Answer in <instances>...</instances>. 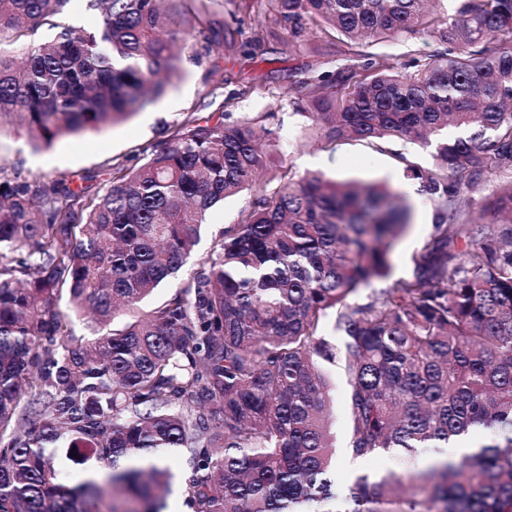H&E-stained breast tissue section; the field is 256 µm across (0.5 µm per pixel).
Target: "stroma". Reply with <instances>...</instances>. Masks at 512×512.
<instances>
[{
    "label": "stroma",
    "mask_w": 512,
    "mask_h": 512,
    "mask_svg": "<svg viewBox=\"0 0 512 512\" xmlns=\"http://www.w3.org/2000/svg\"><path fill=\"white\" fill-rule=\"evenodd\" d=\"M217 17L235 31L233 48H220L217 57L196 60L184 52L183 78L146 110L99 133L72 135L51 148L35 151L17 136L10 125L0 126V161L8 174L27 178L78 180L97 173L93 191H101L113 165L131 168L142 164L164 140L167 128L187 112L224 117L225 121L250 120L275 113L273 127L280 144L281 172L296 175L321 173L339 181L384 182L403 194L414 206V224L395 248L391 263L393 279L407 277L410 258L428 239L434 207L422 195L417 180L404 172L405 160L431 167V148L400 140L375 146L358 140L336 143L306 139L300 83L313 70L332 71L341 64L346 45L338 34L310 18H302L298 35L275 24L273 0H218ZM433 27L376 42L374 52L401 63L421 59L441 49ZM251 193L225 200L207 218L195 254L210 250L224 225L235 223Z\"/></svg>",
    "instance_id": "35a3bbf8"
}]
</instances>
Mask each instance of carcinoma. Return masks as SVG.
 <instances>
[{
	"label": "carcinoma",
	"mask_w": 512,
	"mask_h": 512,
	"mask_svg": "<svg viewBox=\"0 0 512 512\" xmlns=\"http://www.w3.org/2000/svg\"><path fill=\"white\" fill-rule=\"evenodd\" d=\"M72 2L0 0V38H29L19 60L0 48V125L36 148L144 110L181 80L187 44L207 57L224 31L217 0H79L92 26L39 39ZM276 2L288 25L311 16L348 43L334 74L304 82L306 130L435 146L432 167L405 161L435 209L410 274L389 282L413 209L388 184L256 186L279 155L273 112H188L93 197L1 164L0 512H166L179 457L189 512H512V0H459L432 18L446 47L409 66L370 44L415 32L433 0ZM255 186L176 291L114 327L118 306L178 277L209 213ZM65 296L92 335L69 330ZM331 366L355 459L491 443L358 475L342 495ZM81 447L96 468L68 487L55 453Z\"/></svg>",
	"instance_id": "obj_1"
}]
</instances>
